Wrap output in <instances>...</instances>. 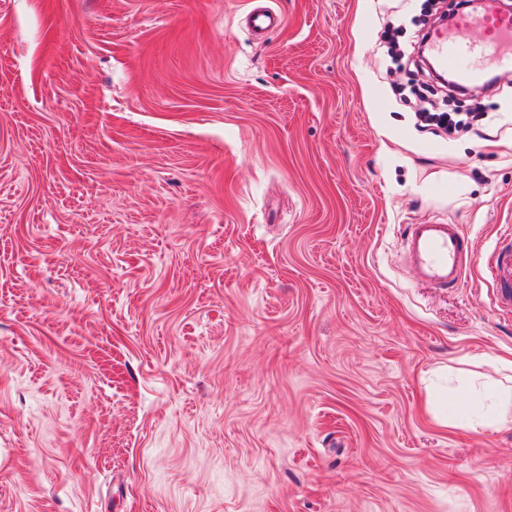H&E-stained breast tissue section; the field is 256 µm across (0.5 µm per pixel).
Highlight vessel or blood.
I'll list each match as a JSON object with an SVG mask.
<instances>
[{
	"instance_id": "1",
	"label": "vessel or blood",
	"mask_w": 512,
	"mask_h": 512,
	"mask_svg": "<svg viewBox=\"0 0 512 512\" xmlns=\"http://www.w3.org/2000/svg\"><path fill=\"white\" fill-rule=\"evenodd\" d=\"M453 22L457 29L469 31L470 39H451L436 30L429 42L436 64L452 74L456 84L480 83L492 68L512 73V11L498 0H485L482 9L458 12ZM283 24V16L269 7L256 8L249 16L259 38ZM403 246L411 277L438 288L457 287L474 257L473 245L459 227L443 222L410 225ZM486 270L498 290L499 311L512 312V232L494 249Z\"/></svg>"
}]
</instances>
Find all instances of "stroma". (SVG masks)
<instances>
[{
	"label": "stroma",
	"instance_id": "stroma-1",
	"mask_svg": "<svg viewBox=\"0 0 512 512\" xmlns=\"http://www.w3.org/2000/svg\"><path fill=\"white\" fill-rule=\"evenodd\" d=\"M424 5L0 0V512H512V76L419 130ZM283 24V16L270 7L256 8L249 16L250 28L258 39H262L274 29L281 28ZM419 118L425 125H436L448 132L470 124L468 117L460 118V112H419ZM403 246L411 277L438 288H456L474 257L471 241L445 221L411 224ZM502 236L501 244L486 262V270L498 290L499 311L509 314L512 311V228L509 227V233L505 231Z\"/></svg>",
	"mask_w": 512,
	"mask_h": 512
}]
</instances>
